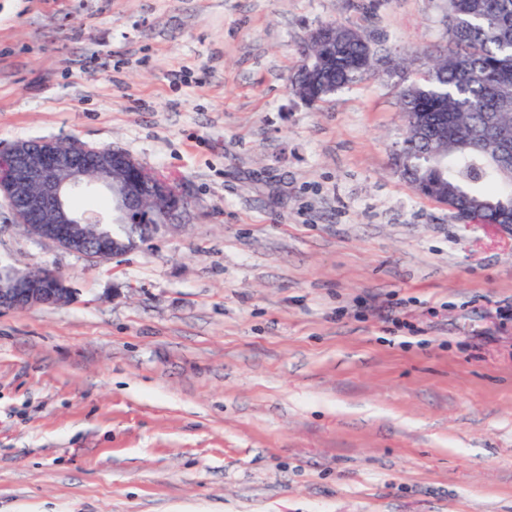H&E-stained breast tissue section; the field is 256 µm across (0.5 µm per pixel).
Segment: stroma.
<instances>
[{
    "label": "stroma",
    "mask_w": 512,
    "mask_h": 512,
    "mask_svg": "<svg viewBox=\"0 0 512 512\" xmlns=\"http://www.w3.org/2000/svg\"><path fill=\"white\" fill-rule=\"evenodd\" d=\"M328 22L376 65L310 106ZM448 45V0H0V151L119 148L192 214L99 261L0 201L76 290L0 312V512H512V234L393 164Z\"/></svg>",
    "instance_id": "obj_1"
}]
</instances>
